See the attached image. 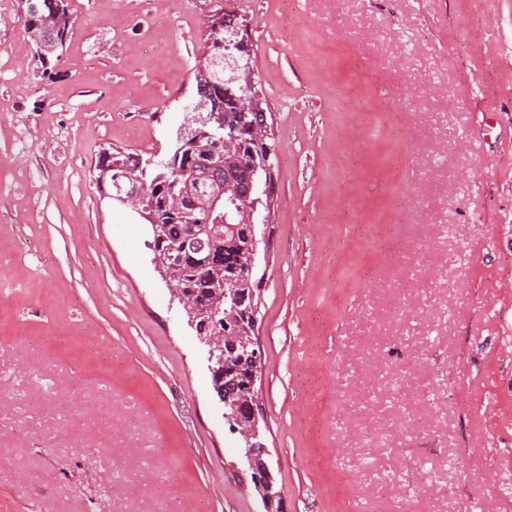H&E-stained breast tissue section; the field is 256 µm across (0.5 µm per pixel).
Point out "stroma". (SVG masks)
I'll return each instance as SVG.
<instances>
[{
    "instance_id": "1",
    "label": "stroma",
    "mask_w": 512,
    "mask_h": 512,
    "mask_svg": "<svg viewBox=\"0 0 512 512\" xmlns=\"http://www.w3.org/2000/svg\"><path fill=\"white\" fill-rule=\"evenodd\" d=\"M0 0V512H261L100 150L165 154L208 15L277 145L256 389L284 512H512V0ZM41 1L45 13L54 14L57 26V37L61 44L54 53H47L40 47L49 46L55 43L54 26L51 24L52 18L45 16L44 13L38 17L39 21L29 27V33L36 42L35 60L42 69V74H47L49 65L53 60H59L60 56L66 50L67 42L70 39L72 31V16L69 11L68 0H38ZM40 47H38V46ZM46 54V56H44Z\"/></svg>"
}]
</instances>
